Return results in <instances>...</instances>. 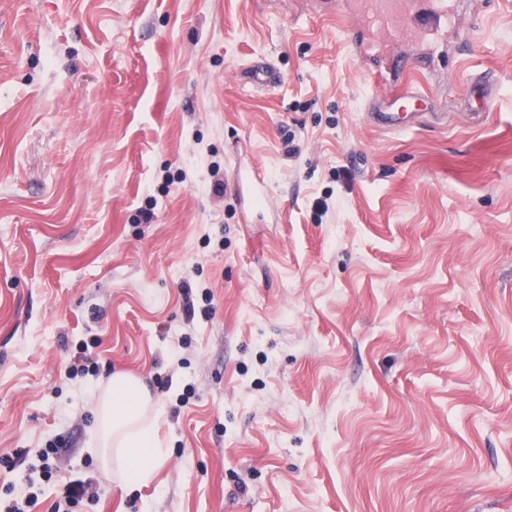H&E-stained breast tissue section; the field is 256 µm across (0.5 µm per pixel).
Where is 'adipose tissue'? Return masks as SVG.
I'll use <instances>...</instances> for the list:
<instances>
[{
	"label": "adipose tissue",
	"mask_w": 512,
	"mask_h": 512,
	"mask_svg": "<svg viewBox=\"0 0 512 512\" xmlns=\"http://www.w3.org/2000/svg\"><path fill=\"white\" fill-rule=\"evenodd\" d=\"M158 414L137 380L113 374L112 387L98 404L97 435L101 448L118 456L128 484L146 482L159 465L153 423Z\"/></svg>",
	"instance_id": "obj_1"
}]
</instances>
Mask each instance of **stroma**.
<instances>
[{"instance_id": "stroma-1", "label": "stroma", "mask_w": 512, "mask_h": 512, "mask_svg": "<svg viewBox=\"0 0 512 512\" xmlns=\"http://www.w3.org/2000/svg\"><path fill=\"white\" fill-rule=\"evenodd\" d=\"M350 2L0 0L1 503L512 512V0L398 59ZM116 373L164 410L134 489ZM159 413L137 380L113 374L112 387L98 404L97 435L102 451L112 448L118 456L129 485L146 482L159 465L153 423Z\"/></svg>"}]
</instances>
